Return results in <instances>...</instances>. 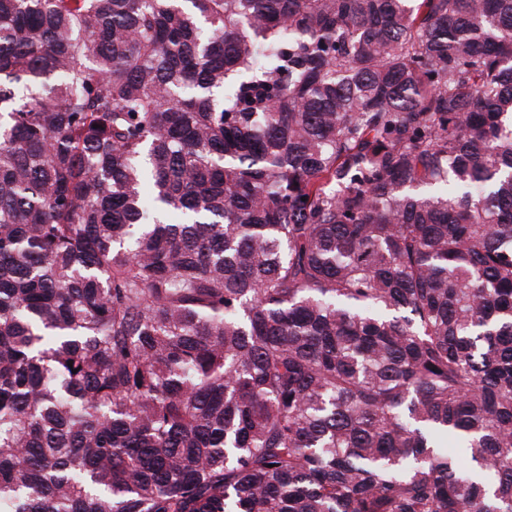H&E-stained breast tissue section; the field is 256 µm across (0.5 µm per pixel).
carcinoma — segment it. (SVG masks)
I'll list each match as a JSON object with an SVG mask.
<instances>
[{"label":"carcinoma","instance_id":"carcinoma-1","mask_svg":"<svg viewBox=\"0 0 512 512\" xmlns=\"http://www.w3.org/2000/svg\"><path fill=\"white\" fill-rule=\"evenodd\" d=\"M0 512H512V0H0Z\"/></svg>","mask_w":512,"mask_h":512}]
</instances>
